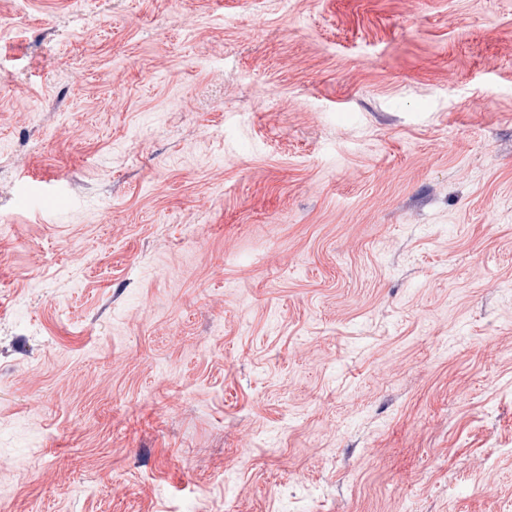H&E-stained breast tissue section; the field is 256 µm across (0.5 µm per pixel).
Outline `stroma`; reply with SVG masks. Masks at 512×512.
<instances>
[{
  "label": "stroma",
  "instance_id": "obj_1",
  "mask_svg": "<svg viewBox=\"0 0 512 512\" xmlns=\"http://www.w3.org/2000/svg\"><path fill=\"white\" fill-rule=\"evenodd\" d=\"M0 512H512V0H0Z\"/></svg>",
  "mask_w": 512,
  "mask_h": 512
}]
</instances>
